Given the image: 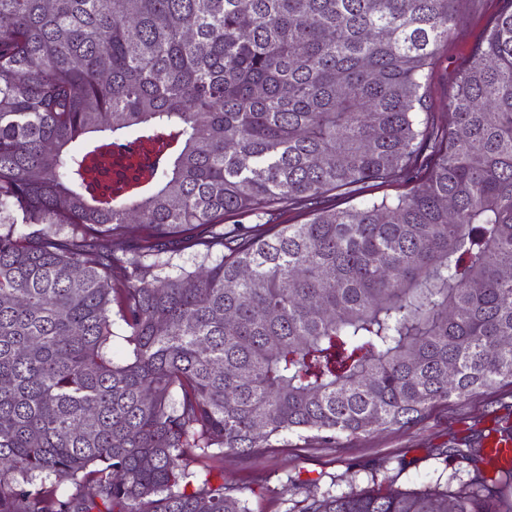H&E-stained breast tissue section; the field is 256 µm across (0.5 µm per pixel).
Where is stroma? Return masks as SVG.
<instances>
[{
	"label": "stroma",
	"mask_w": 512,
	"mask_h": 512,
	"mask_svg": "<svg viewBox=\"0 0 512 512\" xmlns=\"http://www.w3.org/2000/svg\"><path fill=\"white\" fill-rule=\"evenodd\" d=\"M502 0H462L457 24L446 46L437 54L429 81L427 100L436 124L448 121V92L469 62L473 46L486 34L489 21ZM512 405V386L503 385L476 396L440 404L419 423L393 428L324 448L312 440L290 437L287 447L271 448L248 458L228 456L224 481L244 488L252 512H298L305 488L289 484L288 472L301 479H319L321 488L347 493L382 483L400 489L413 488L415 480H441L457 489L468 478L464 465L443 464L439 449L458 439L493 427L495 415ZM361 465L357 476L348 467Z\"/></svg>",
	"instance_id": "stroma-1"
}]
</instances>
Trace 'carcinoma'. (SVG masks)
Masks as SVG:
<instances>
[{
    "instance_id": "1",
    "label": "carcinoma",
    "mask_w": 512,
    "mask_h": 512,
    "mask_svg": "<svg viewBox=\"0 0 512 512\" xmlns=\"http://www.w3.org/2000/svg\"><path fill=\"white\" fill-rule=\"evenodd\" d=\"M460 2L0 0V512H250L226 455L512 386V6L438 127ZM129 134L162 157L101 199ZM388 180L410 189L319 206ZM439 456L473 476L288 482L300 512H512V465Z\"/></svg>"
}]
</instances>
